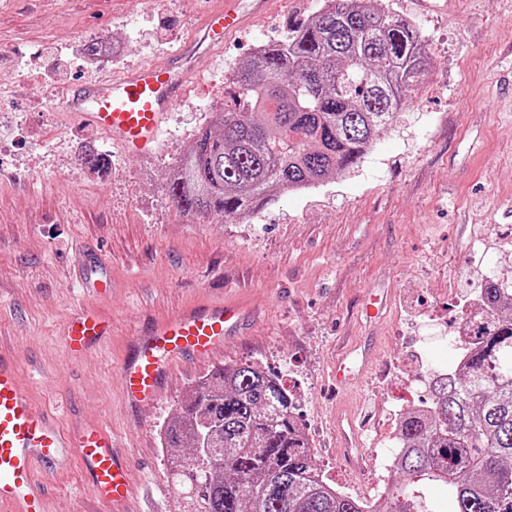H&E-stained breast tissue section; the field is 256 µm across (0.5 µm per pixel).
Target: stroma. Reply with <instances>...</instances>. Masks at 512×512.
<instances>
[{
    "label": "stroma",
    "mask_w": 512,
    "mask_h": 512,
    "mask_svg": "<svg viewBox=\"0 0 512 512\" xmlns=\"http://www.w3.org/2000/svg\"><path fill=\"white\" fill-rule=\"evenodd\" d=\"M218 0H0V343L20 355L40 403L68 423L108 427L136 484L132 512H187L163 432L207 374L248 361L300 386V424L319 471L348 495L379 494L392 472L354 469L336 422L356 416L373 458L395 414L426 398L427 368L454 367L448 344L484 255L512 272V0H375L414 22L425 71L355 171L276 193L242 217L199 220L169 199L176 161L224 105L233 71L322 0H271L196 61L200 81L171 112L155 152L127 154L65 114L72 88L159 60L195 38ZM124 43L118 66L91 69L82 47ZM102 154L87 165L80 148ZM105 264L109 294L88 297L82 265ZM239 298L254 318L206 361L175 363L150 406L123 402L116 374L133 333L182 306ZM112 323L69 354L63 324L84 303ZM367 355L354 392L334 384L341 352ZM51 512H104L80 465L49 483Z\"/></svg>",
    "instance_id": "35a3bbf8"
}]
</instances>
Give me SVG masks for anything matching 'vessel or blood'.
Wrapping results in <instances>:
<instances>
[{"label":"vessel or blood","instance_id":"vessel-or-blood-1","mask_svg":"<svg viewBox=\"0 0 512 512\" xmlns=\"http://www.w3.org/2000/svg\"><path fill=\"white\" fill-rule=\"evenodd\" d=\"M268 2L252 0L247 6L243 0H221L203 17L198 37L160 62L74 88L65 99L67 107L130 154H152L169 113L195 75L196 56L222 46L226 35L242 27L248 9L264 10ZM80 278L93 292L112 289L103 269L82 267ZM251 318L247 306L225 301L188 308L144 327L118 370L126 402L133 407L153 403L172 364L223 353ZM111 330L95 308L84 306L63 328L65 345L80 353ZM75 462L107 512H126L135 489L111 431L100 424L70 427L56 411L38 404L22 381L19 354L0 346V506L8 512H48L45 480Z\"/></svg>","mask_w":512,"mask_h":512}]
</instances>
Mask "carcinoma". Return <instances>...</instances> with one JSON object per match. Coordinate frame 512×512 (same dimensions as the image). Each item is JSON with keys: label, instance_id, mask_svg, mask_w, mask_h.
I'll use <instances>...</instances> for the list:
<instances>
[{"label": "carcinoma", "instance_id": "1", "mask_svg": "<svg viewBox=\"0 0 512 512\" xmlns=\"http://www.w3.org/2000/svg\"><path fill=\"white\" fill-rule=\"evenodd\" d=\"M426 66L412 22L370 0H324L287 36L234 71V92L212 113L168 183L185 213L244 216L271 191H298L359 165ZM486 317L455 378L396 424L399 480L370 512H434L417 489L448 488V512H512V287L488 276ZM210 454L193 456L202 431ZM175 481L195 512H365L327 484L279 375L253 363L200 380L167 425Z\"/></svg>", "mask_w": 512, "mask_h": 512}]
</instances>
